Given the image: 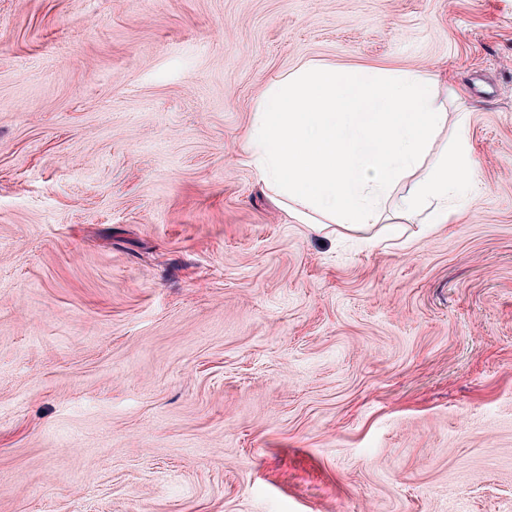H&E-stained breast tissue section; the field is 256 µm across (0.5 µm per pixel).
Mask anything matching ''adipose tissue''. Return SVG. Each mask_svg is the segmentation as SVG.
I'll use <instances>...</instances> for the list:
<instances>
[{"instance_id":"obj_1","label":"adipose tissue","mask_w":512,"mask_h":512,"mask_svg":"<svg viewBox=\"0 0 512 512\" xmlns=\"http://www.w3.org/2000/svg\"><path fill=\"white\" fill-rule=\"evenodd\" d=\"M435 77L399 72L377 77L366 69L305 65L281 75L251 114L247 154L275 200L308 224L380 223L391 210L414 221L448 220L452 200L470 204L472 181L465 139L449 154L430 155L447 121L458 131L467 110L448 116L434 94ZM420 177L406 184L412 172Z\"/></svg>"}]
</instances>
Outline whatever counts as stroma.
<instances>
[{
	"label": "stroma",
	"instance_id": "1",
	"mask_svg": "<svg viewBox=\"0 0 512 512\" xmlns=\"http://www.w3.org/2000/svg\"><path fill=\"white\" fill-rule=\"evenodd\" d=\"M307 63L436 75L478 200L294 220ZM0 512H512V0H0Z\"/></svg>",
	"mask_w": 512,
	"mask_h": 512
}]
</instances>
